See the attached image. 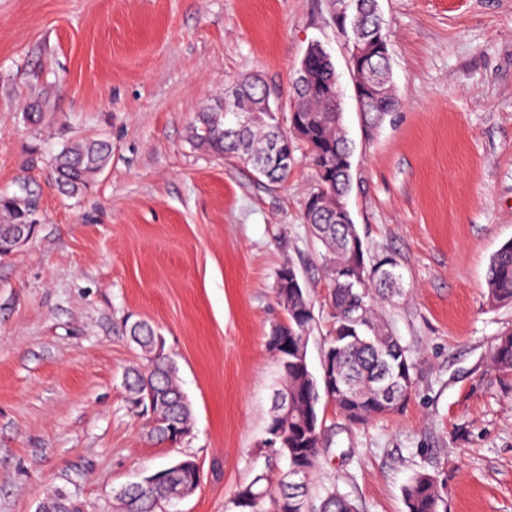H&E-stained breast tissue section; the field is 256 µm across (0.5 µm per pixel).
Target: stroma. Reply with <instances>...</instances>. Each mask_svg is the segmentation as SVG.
<instances>
[{"label":"stroma","instance_id":"35a3bbf8","mask_svg":"<svg viewBox=\"0 0 512 512\" xmlns=\"http://www.w3.org/2000/svg\"><path fill=\"white\" fill-rule=\"evenodd\" d=\"M337 0H0V196L38 202L32 239L0 256V512L46 490L111 512L127 483L185 457L202 481L168 512H237L238 488L278 480L265 448L281 384L269 346L285 316L278 270L314 303L307 361L320 373L331 283L304 222V153L285 182L196 147L190 127L250 75L288 92L307 47L332 55L352 143L348 207L371 251L393 253L402 294L379 316L415 361L399 410L349 425L321 403L313 495L406 512L435 474L445 512H512V377L488 351L512 328L486 272L512 240V0H378L401 106L366 127ZM102 138L112 152L81 194L51 158ZM152 323L193 410L190 437L157 444L126 401L142 363L126 322Z\"/></svg>","mask_w":512,"mask_h":512}]
</instances>
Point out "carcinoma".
<instances>
[{"mask_svg":"<svg viewBox=\"0 0 512 512\" xmlns=\"http://www.w3.org/2000/svg\"><path fill=\"white\" fill-rule=\"evenodd\" d=\"M360 30L368 49L351 61V69L360 76H370L385 91V97L364 114L370 126L378 125L395 111L399 101L391 80L389 40L379 15L377 0H362ZM241 100L268 105V111L255 124L242 129L224 127V117L202 112L191 127V140L198 147L222 157H236L247 163L265 153L268 144L288 126H301L293 141V150L301 149L315 171V183L304 202V219L325 248L322 259L332 288L329 305L332 330L327 349L336 353V386L319 390L309 371L307 360L297 357L291 348L306 346L307 333L315 321L312 302L303 286L282 283L276 291L284 302L288 319V359L279 360L288 394V414L274 406V420L288 443L277 441L274 450L288 460V466H302L313 474L320 457L324 420L319 417L320 399L332 403L348 422L363 425L389 413L380 397V383L388 370L403 368L402 387L413 388L414 359L379 322L376 305L401 290V276L394 273L384 280L366 284L352 282L350 270L358 266L357 256L349 249L351 239L359 237L356 225L341 224L334 212L316 204L317 197L347 198L352 187V146L342 125V111L335 106L341 100L339 86L332 82L331 66L317 58L305 67H296L291 82L292 101L297 111L283 117L275 101L269 100L272 89L255 76L240 82ZM111 146L105 140H88L63 147L54 157L53 171L58 187L74 195L85 189L104 169ZM37 222V208L30 196L0 199V231L14 224ZM489 300L512 303V242L503 245L490 261L487 272ZM131 340L144 352L149 367L132 369L125 376L126 401L131 413L148 419L140 403L153 400L162 422L147 424L152 438L160 443H178L187 438L182 427L192 422V408L182 391L176 365L164 353L155 329L146 322L126 326ZM488 359L498 371L512 374V330L501 333L490 347ZM162 477L152 474L126 485L116 497L119 512H162V507L177 500L186 485L198 484L202 475L175 464L160 469ZM441 496L434 475L416 473L405 488L407 512H440ZM239 512H356V506L340 492L331 489L313 499L309 486L295 489L285 479L272 488L267 475L259 473L241 486L233 501Z\"/></svg>","mask_w":512,"mask_h":512,"instance_id":"1","label":"carcinoma"}]
</instances>
